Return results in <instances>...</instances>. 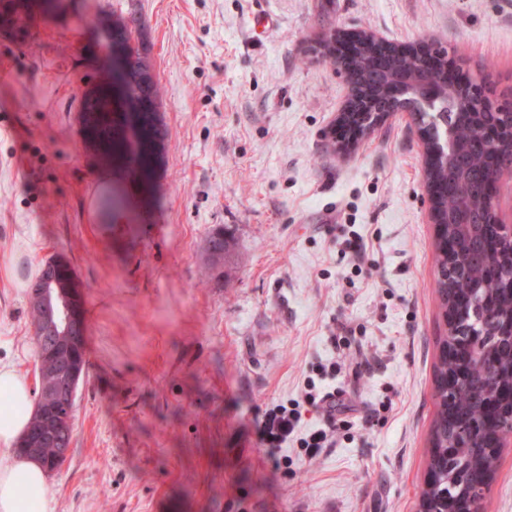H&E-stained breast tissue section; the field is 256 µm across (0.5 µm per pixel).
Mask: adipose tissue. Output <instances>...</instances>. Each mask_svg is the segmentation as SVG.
<instances>
[{
	"mask_svg": "<svg viewBox=\"0 0 512 512\" xmlns=\"http://www.w3.org/2000/svg\"><path fill=\"white\" fill-rule=\"evenodd\" d=\"M35 409L29 381L11 363H0V512H48L50 486L46 471L11 448L27 430Z\"/></svg>",
	"mask_w": 512,
	"mask_h": 512,
	"instance_id": "adipose-tissue-1",
	"label": "adipose tissue"
}]
</instances>
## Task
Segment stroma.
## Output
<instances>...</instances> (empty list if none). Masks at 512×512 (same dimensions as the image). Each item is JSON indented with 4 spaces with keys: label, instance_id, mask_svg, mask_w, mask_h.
I'll list each match as a JSON object with an SVG mask.
<instances>
[{
    "label": "stroma",
    "instance_id": "obj_1",
    "mask_svg": "<svg viewBox=\"0 0 512 512\" xmlns=\"http://www.w3.org/2000/svg\"><path fill=\"white\" fill-rule=\"evenodd\" d=\"M101 2L142 19L164 129L151 184L113 164L111 229L77 124L93 25L0 38V361L38 377L33 270L61 254L84 287L87 372L50 512H417L448 333L423 147L406 112L344 145L349 83L318 43L433 41L512 106V0ZM356 351L335 447H256L247 419ZM482 509L512 512V447ZM218 248L222 249V254L216 253ZM206 249L212 272L216 277L224 276V259L230 252V240L225 236L224 226L217 227L209 234ZM41 277H42V272H41V275L34 282H32L30 284L29 292H28V304H29L28 313H29L31 323L34 326V331H35L34 339H35V344H36V350H35L36 355L39 351V348L47 349V344H41L38 341V335L35 330L37 324L39 323L40 317L43 312V306H44L43 298L35 291L36 288H39Z\"/></svg>",
    "mask_w": 512,
    "mask_h": 512
}]
</instances>
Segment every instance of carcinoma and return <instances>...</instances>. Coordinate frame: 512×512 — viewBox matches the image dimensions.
I'll list each match as a JSON object with an SVG mask.
<instances>
[{
    "label": "carcinoma",
    "instance_id": "obj_1",
    "mask_svg": "<svg viewBox=\"0 0 512 512\" xmlns=\"http://www.w3.org/2000/svg\"><path fill=\"white\" fill-rule=\"evenodd\" d=\"M33 8V0H0V12L12 10L21 17ZM74 11L91 21L112 24V31L120 37L128 26V17L123 12L110 7L105 8L99 0H76ZM358 76L356 90L370 96L377 110L383 111L393 105L395 97L386 80V71L390 60L384 55H373L362 50L351 61ZM148 57L131 56L128 59L126 77L127 111L137 113L135 124L128 129L114 126L103 119L98 112L99 101L84 91L79 98V111L84 113V146L91 151L106 167L122 157L135 156L147 167L152 158L146 149V143L161 134L157 113L159 87L150 74ZM453 143L466 141L472 145L471 153L466 156L464 176L472 192L473 200L482 198L492 169L502 170L512 167V149L508 146H489L478 130L472 126L460 125L452 135ZM435 179L445 211L451 212L458 204L455 177L448 172L444 163H438ZM484 223L478 225L479 236L474 240L458 243L457 253L462 255L464 272L455 279H448V255L437 254L438 277L435 288L440 297L441 309L448 311V303L454 302L465 309L471 306L473 288L481 286L495 300L497 315L506 318L512 314V299L509 298L506 277L512 276V247L501 243L489 254L484 245L495 242L496 225L490 223L491 216L481 214ZM207 254L210 267L216 276L224 275V259L230 252V240L225 237L224 227L214 229L207 238ZM40 280L29 286L28 313L32 325L39 323L43 312L44 300L36 292ZM496 336L488 330L487 348L474 351L469 344L459 341L452 347L453 357L443 360L438 367V379H443L451 369L463 374L464 381L454 402L450 403L442 396L436 397V412L431 431L432 453L430 466L439 471L440 478H451L454 471L463 473V481L457 484L454 493L470 486L485 483L487 477L495 473L497 457L487 452L497 433L512 431V416L497 410H487V402L497 396L512 380V355L507 347L494 346ZM61 356H69L71 364L79 367L80 373L86 372V337L74 336L57 346ZM484 416L488 430L483 439L466 448L457 450L456 458L448 461L444 454L448 444L454 440L453 423L471 417Z\"/></svg>",
    "mask_w": 512,
    "mask_h": 512
}]
</instances>
